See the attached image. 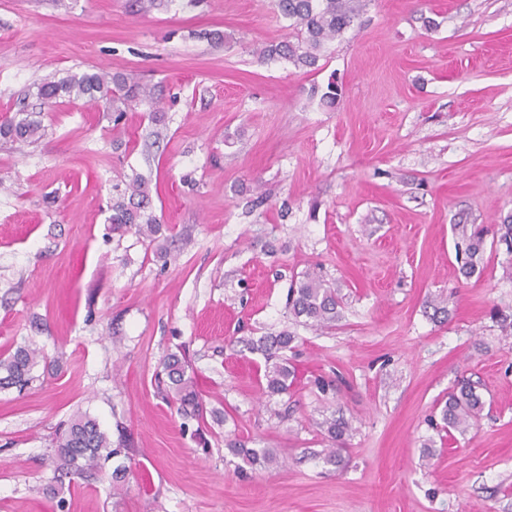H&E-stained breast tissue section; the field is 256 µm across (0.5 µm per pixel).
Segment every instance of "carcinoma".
Here are the masks:
<instances>
[{
  "mask_svg": "<svg viewBox=\"0 0 512 512\" xmlns=\"http://www.w3.org/2000/svg\"><path fill=\"white\" fill-rule=\"evenodd\" d=\"M279 13L292 21L295 30L292 40L271 41L259 47L265 59H285L298 68H316L325 45L341 36L353 26L362 9V0H276ZM38 97L47 104L63 100H86L103 104L113 112L118 124L133 105H146L150 119L156 124L165 122V111L160 106L155 89L133 80L122 73L88 70L62 79H45L38 87ZM40 130V123L28 118L4 117L0 121V137L11 141H27ZM112 230L135 231L150 240L160 231L159 219L151 211L150 188L140 175L134 176L124 190L112 199ZM464 244V271L471 276L481 270L484 255V230L478 227L456 225ZM497 244L505 245L512 254V215L498 225ZM340 300L334 289L327 286L320 275L306 273L288 291V309L296 319H305L313 325L329 329L336 322ZM295 336L287 331L270 333L254 340L240 339L247 350L259 353L264 359L265 391L273 396L288 391L297 379V369L289 361L287 352ZM43 353L31 347H19L7 355H0V388L22 387L29 383L30 375ZM169 380L167 397L178 403V412L186 418L201 419L203 402L197 381L186 374L182 362L171 356L164 361ZM484 409V401L476 388L462 381L448 392V400L441 408V420L448 431L465 433ZM332 448L325 459L330 464L341 462V450L351 426L334 418L325 421ZM225 447L250 465L279 466V457L271 448H248L237 438L224 439ZM116 454L112 439L100 429L98 422L85 413L74 414L59 437L55 448V472L58 478L91 477L100 468L101 460Z\"/></svg>",
  "mask_w": 512,
  "mask_h": 512,
  "instance_id": "carcinoma-1",
  "label": "carcinoma"
}]
</instances>
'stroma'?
Masks as SVG:
<instances>
[{
  "mask_svg": "<svg viewBox=\"0 0 512 512\" xmlns=\"http://www.w3.org/2000/svg\"><path fill=\"white\" fill-rule=\"evenodd\" d=\"M290 34L272 0H0V117L42 127L0 139V354L46 357L0 388V512H512V256L468 277L455 248L456 224L512 213V0H364L313 71L258 56ZM93 68L155 86L165 124L40 105L45 78ZM136 173L154 243L109 221ZM313 270L342 300L329 330L288 311ZM282 330L299 379L270 397L239 341ZM171 355L205 424L165 396ZM465 379L482 416L439 437ZM78 411L126 446L46 495ZM332 416L353 428L336 467ZM228 432L281 467L232 455Z\"/></svg>",
  "mask_w": 512,
  "mask_h": 512,
  "instance_id": "35a3bbf8",
  "label": "stroma"
}]
</instances>
